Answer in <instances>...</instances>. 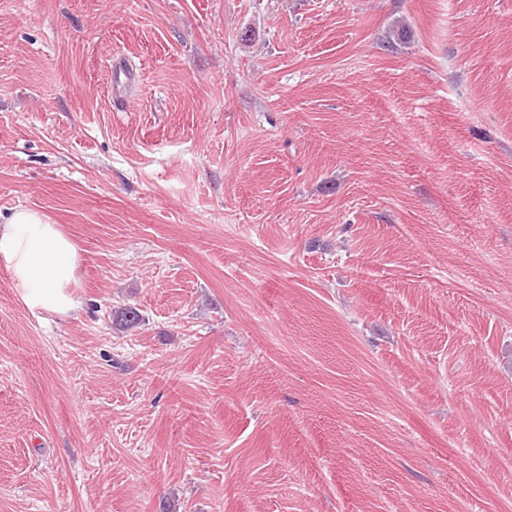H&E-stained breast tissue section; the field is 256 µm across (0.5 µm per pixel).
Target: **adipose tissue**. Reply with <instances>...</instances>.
Here are the masks:
<instances>
[{"label":"adipose tissue","instance_id":"1","mask_svg":"<svg viewBox=\"0 0 512 512\" xmlns=\"http://www.w3.org/2000/svg\"><path fill=\"white\" fill-rule=\"evenodd\" d=\"M0 259L30 309L64 315L78 262L76 244L44 214L18 208L0 216Z\"/></svg>","mask_w":512,"mask_h":512}]
</instances>
